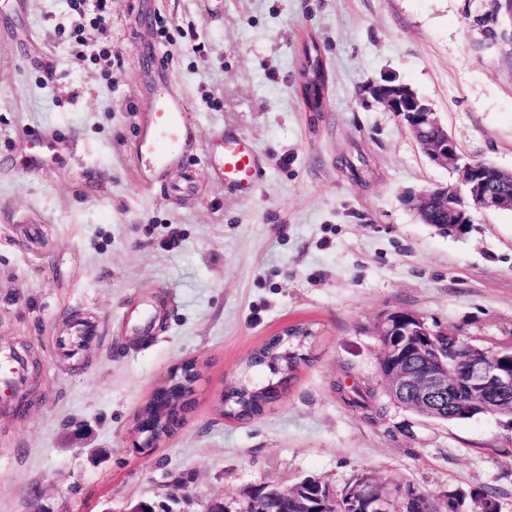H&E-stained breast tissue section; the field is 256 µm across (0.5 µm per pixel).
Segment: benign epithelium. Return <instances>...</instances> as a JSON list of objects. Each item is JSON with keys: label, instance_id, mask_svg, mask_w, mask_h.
<instances>
[{"label": "benign epithelium", "instance_id": "1", "mask_svg": "<svg viewBox=\"0 0 512 512\" xmlns=\"http://www.w3.org/2000/svg\"><path fill=\"white\" fill-rule=\"evenodd\" d=\"M371 96L390 112L404 115L407 127L426 155L437 166L449 171L454 181L437 185L407 199L415 214L433 208L447 217L437 225L444 232L453 225L457 235L473 223V212L512 210V192L505 191L497 179L488 175L474 160L459 152L433 108L417 99V93L394 78H387L369 87ZM446 331L430 329L427 320L409 311L395 310L377 325L376 336L381 347L382 381L392 395L406 397L419 408L433 412L443 401L463 410L496 414V404L512 400V351L491 352L472 343L448 352L439 343ZM422 358L413 367L408 352ZM467 382H457V372ZM201 379L199 363L189 358L174 365L150 399L133 418L132 447L155 448L165 436L158 433L160 425H169L173 418L183 421L190 409L196 386ZM352 495L371 506L370 512H390V506L403 500L417 510L423 494L402 487L392 490L372 477L361 481ZM243 512H276L275 501L251 489L245 494Z\"/></svg>", "mask_w": 512, "mask_h": 512}]
</instances>
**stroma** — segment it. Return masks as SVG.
<instances>
[{
  "label": "stroma",
  "mask_w": 512,
  "mask_h": 512,
  "mask_svg": "<svg viewBox=\"0 0 512 512\" xmlns=\"http://www.w3.org/2000/svg\"><path fill=\"white\" fill-rule=\"evenodd\" d=\"M105 26L72 35L71 0H0V348L28 360L24 404L0 399V512H179L308 477L340 495L370 474L445 498L498 492L512 512V415L438 421L389 401L377 323L416 313L492 349L512 347V211L467 234L417 222L407 196L452 176L368 92L383 77L432 103L465 157L512 170V35L497 0H107ZM316 40L326 109L297 80ZM53 80H46V73ZM196 127L182 169L140 182L131 142L163 85ZM36 139L26 138V131ZM243 137L256 191L213 164ZM152 304L149 335L127 311ZM100 332L63 360L72 319ZM291 325L313 337L279 398L222 415L248 357ZM203 378L159 446L132 420L167 371ZM371 387L370 409L349 406Z\"/></svg>",
  "instance_id": "35a3bbf8"
}]
</instances>
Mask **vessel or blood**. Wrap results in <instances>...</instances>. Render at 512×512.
<instances>
[{
	"label": "vessel or blood",
	"mask_w": 512,
	"mask_h": 512,
	"mask_svg": "<svg viewBox=\"0 0 512 512\" xmlns=\"http://www.w3.org/2000/svg\"><path fill=\"white\" fill-rule=\"evenodd\" d=\"M195 136L185 100L170 91H162L135 136L134 157L140 179L151 183L178 167L181 163L179 147L192 142ZM220 176L224 183L242 193L249 194L255 190L260 176L259 155L245 139L225 143ZM23 375L22 362L1 351L0 396L18 388Z\"/></svg>",
	"instance_id": "obj_1"
}]
</instances>
